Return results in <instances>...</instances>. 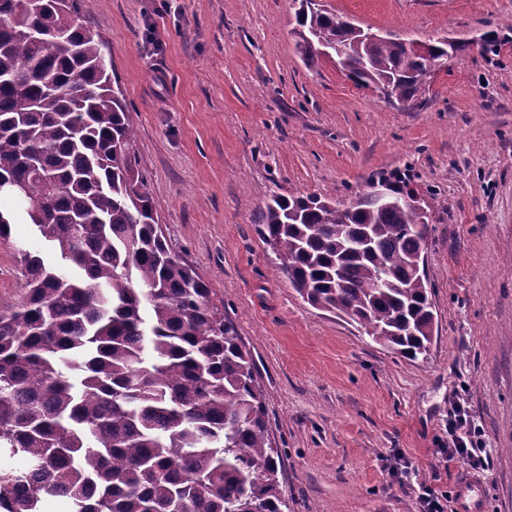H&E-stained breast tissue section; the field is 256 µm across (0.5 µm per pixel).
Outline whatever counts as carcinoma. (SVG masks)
<instances>
[{
  "label": "carcinoma",
  "mask_w": 512,
  "mask_h": 512,
  "mask_svg": "<svg viewBox=\"0 0 512 512\" xmlns=\"http://www.w3.org/2000/svg\"><path fill=\"white\" fill-rule=\"evenodd\" d=\"M297 53L389 102L426 92L400 39L293 0ZM80 0H0V183L50 243L18 251L23 296L0 304V509L284 512L254 364L224 306L155 220L135 127ZM392 201L336 205L267 190L259 234L312 307L374 343L426 357L436 321L423 271L428 216Z\"/></svg>",
  "instance_id": "1"
}]
</instances>
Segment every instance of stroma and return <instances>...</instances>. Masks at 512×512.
<instances>
[{"label": "stroma", "mask_w": 512, "mask_h": 512, "mask_svg": "<svg viewBox=\"0 0 512 512\" xmlns=\"http://www.w3.org/2000/svg\"><path fill=\"white\" fill-rule=\"evenodd\" d=\"M363 28L468 40L404 111L335 61L298 57L292 0H80L132 110L134 151L170 246L197 270L251 355L282 454L289 512H420L453 494L448 410L464 399L491 467L489 512H512V0H321ZM495 34L494 51L475 38ZM408 177L431 226L437 321L409 360L304 303L258 233L266 190L349 204ZM24 216L0 238V301L23 293ZM414 472L393 478L387 458Z\"/></svg>", "instance_id": "obj_1"}]
</instances>
